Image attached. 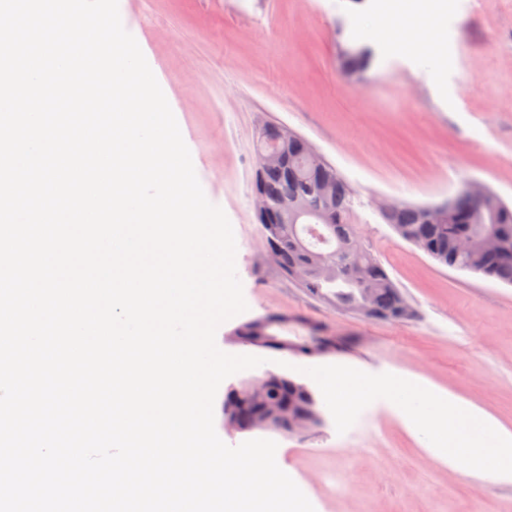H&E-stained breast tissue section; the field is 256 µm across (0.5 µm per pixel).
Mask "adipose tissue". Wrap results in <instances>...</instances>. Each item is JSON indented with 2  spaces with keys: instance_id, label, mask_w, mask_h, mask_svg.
Instances as JSON below:
<instances>
[{
  "instance_id": "adipose-tissue-1",
  "label": "adipose tissue",
  "mask_w": 512,
  "mask_h": 512,
  "mask_svg": "<svg viewBox=\"0 0 512 512\" xmlns=\"http://www.w3.org/2000/svg\"><path fill=\"white\" fill-rule=\"evenodd\" d=\"M447 12V0H388L377 30L391 50L424 56L441 65L445 54L440 22Z\"/></svg>"
}]
</instances>
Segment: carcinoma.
Segmentation results:
<instances>
[{
  "mask_svg": "<svg viewBox=\"0 0 512 512\" xmlns=\"http://www.w3.org/2000/svg\"><path fill=\"white\" fill-rule=\"evenodd\" d=\"M342 67L347 72L365 69L367 52L361 48L343 51ZM306 140L296 136L288 142V165L269 167L256 173L255 187L263 189L274 204L288 200V207L303 205L309 223L294 219L261 224L263 237L270 239L273 259L282 272L310 295L322 302L369 319L402 322L414 316L404 294L391 280L381 262L360 242L353 222L354 194L336 168L326 162L321 170H307ZM385 223L406 241L452 269L480 274L512 285V206L494 191L487 195L458 193L450 200L448 219L443 224H428L421 206L392 200L381 211ZM499 239L506 246L488 249L486 239ZM473 239L476 246L460 249V241ZM356 264L355 282L339 274L341 268ZM288 324V317L268 315L242 324L236 329L239 344L252 345L260 332ZM331 348L339 346L334 336L313 332L297 337L293 351L314 356L315 342ZM278 406L290 416L309 412L317 417L310 390L295 380L280 376L264 390L244 399L232 390L224 395V408L238 410L240 423L248 430L269 408Z\"/></svg>",
  "mask_w": 512,
  "mask_h": 512,
  "instance_id": "cac0c4a2",
  "label": "carcinoma"
}]
</instances>
